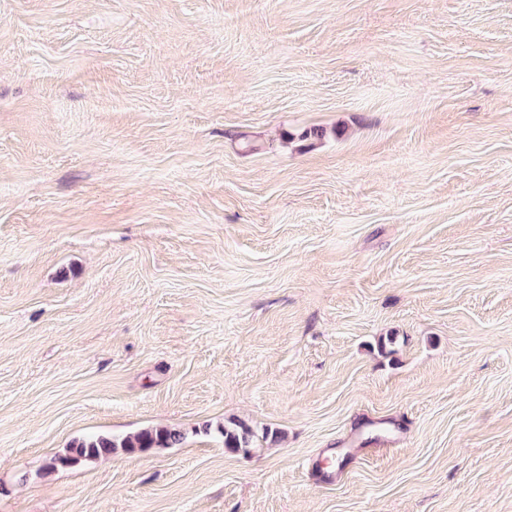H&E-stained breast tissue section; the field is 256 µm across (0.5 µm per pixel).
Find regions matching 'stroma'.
<instances>
[{"label": "stroma", "mask_w": 512, "mask_h": 512, "mask_svg": "<svg viewBox=\"0 0 512 512\" xmlns=\"http://www.w3.org/2000/svg\"><path fill=\"white\" fill-rule=\"evenodd\" d=\"M0 512H512V0H0ZM225 449L231 452H250L252 448L254 433L252 429L243 423L224 424L220 428ZM183 438L180 430L168 427L146 428L121 437L104 435L82 437L71 441L64 453L51 457L46 468L51 471L81 462L96 461L116 453L117 448H122L127 453L153 448H173L181 444Z\"/></svg>", "instance_id": "35a3bbf8"}]
</instances>
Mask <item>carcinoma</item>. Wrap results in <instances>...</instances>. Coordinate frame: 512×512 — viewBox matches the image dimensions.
<instances>
[{
  "label": "carcinoma",
  "instance_id": "cac0c4a2",
  "mask_svg": "<svg viewBox=\"0 0 512 512\" xmlns=\"http://www.w3.org/2000/svg\"><path fill=\"white\" fill-rule=\"evenodd\" d=\"M224 448L231 452H250L254 433L243 423H231L220 428ZM181 431L168 427L142 429L136 433L121 437L88 436L71 441L64 453L49 459L46 469L56 470L60 467H70L81 462L96 461L108 457L117 449L127 453L146 451L153 448H172L181 444Z\"/></svg>",
  "mask_w": 512,
  "mask_h": 512
}]
</instances>
